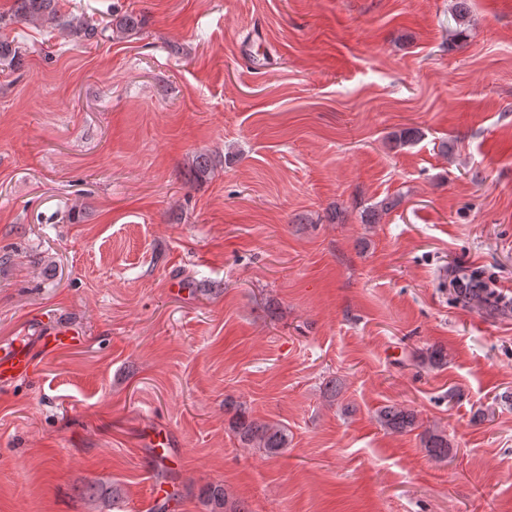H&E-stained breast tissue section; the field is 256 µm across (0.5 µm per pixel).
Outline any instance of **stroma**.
Wrapping results in <instances>:
<instances>
[{
	"instance_id": "stroma-1",
	"label": "stroma",
	"mask_w": 512,
	"mask_h": 512,
	"mask_svg": "<svg viewBox=\"0 0 512 512\" xmlns=\"http://www.w3.org/2000/svg\"><path fill=\"white\" fill-rule=\"evenodd\" d=\"M64 3L99 37L0 29V342L42 314L82 337L0 388V512H108L100 484L144 512L148 420L183 455L170 512L215 485L247 512H512V312L443 287L512 291V0H471L458 42L455 0ZM241 406L287 448L243 444ZM450 273L452 278L449 280V284L452 286V290L458 292L460 289L462 291L467 288L470 289L472 293L466 294L470 302L478 300L486 304L491 299H495L497 302L503 301L501 294L497 292L488 293L491 288L482 282L481 277L477 274L470 275L467 282H464V279L459 276L458 270H451ZM414 411L403 406H385L377 413V420L381 426L394 433L410 431L416 423Z\"/></svg>"
}]
</instances>
